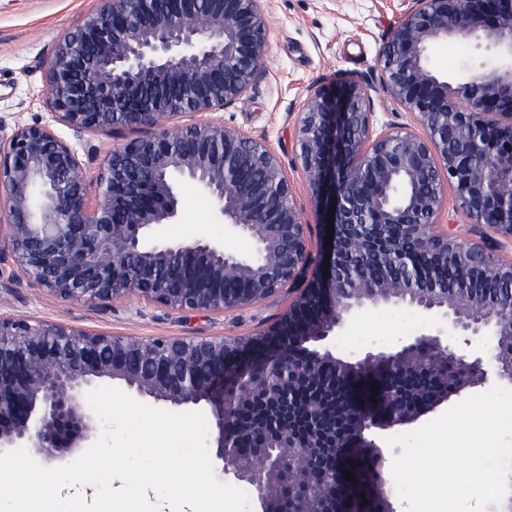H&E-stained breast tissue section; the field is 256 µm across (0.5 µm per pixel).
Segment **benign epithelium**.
I'll list each match as a JSON object with an SVG mask.
<instances>
[{
    "mask_svg": "<svg viewBox=\"0 0 512 512\" xmlns=\"http://www.w3.org/2000/svg\"><path fill=\"white\" fill-rule=\"evenodd\" d=\"M406 2L379 67L414 126L377 129L352 77L315 91L298 113L297 166L317 224L266 142L200 119L263 73L261 0H101L57 42L49 102L87 157L98 152L87 132L141 135L108 158L93 201L85 163L52 126L0 137V278L70 302L134 296L206 314L292 298L266 328L237 338L135 339L0 316V449L66 462L98 436L86 392L115 382L140 402L205 407L215 462L250 487L256 512H355L345 478L354 456L375 461L380 512H397L390 451L370 433L412 426L491 377L512 387V260L500 255L512 245V0ZM460 39L485 45L497 64L455 84L429 50ZM184 184L210 203L223 237L163 234ZM450 187L485 229L479 238L444 220ZM240 237L250 254L230 247ZM383 306L414 310L425 329L336 356L333 339ZM274 363L283 375L269 384L262 374ZM420 374L437 383L407 395L403 383ZM329 379L336 394L325 402H296L300 386ZM248 440L258 444L243 455ZM309 484L315 494L282 507L285 488Z\"/></svg>",
    "mask_w": 512,
    "mask_h": 512,
    "instance_id": "obj_1",
    "label": "benign epithelium"
}]
</instances>
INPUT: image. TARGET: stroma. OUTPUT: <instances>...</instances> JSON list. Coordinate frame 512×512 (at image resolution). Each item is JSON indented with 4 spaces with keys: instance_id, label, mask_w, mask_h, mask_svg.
Instances as JSON below:
<instances>
[{
    "instance_id": "obj_1",
    "label": "stroma",
    "mask_w": 512,
    "mask_h": 512,
    "mask_svg": "<svg viewBox=\"0 0 512 512\" xmlns=\"http://www.w3.org/2000/svg\"><path fill=\"white\" fill-rule=\"evenodd\" d=\"M99 7L98 0H0V134L33 123L52 125L64 139L71 131L56 123L46 90L45 62L59 38ZM403 0H266L268 55L264 73L233 104L214 112L225 125L266 140L280 157L298 199L309 198L295 169L296 115L316 89L344 77L366 87L376 126L408 125L412 118L384 90L378 60L400 20ZM485 49L471 43L436 45L433 64L449 78H463L464 63L485 60ZM223 234L207 201L192 187L181 193L175 223L165 233L181 239L197 231ZM288 305L284 294L221 315L180 313L149 307L129 298L108 306L69 303L26 284H0V314L73 325L116 336H225L255 333ZM422 327L419 314L371 309L337 337L336 352L356 356L372 347L391 346Z\"/></svg>"
}]
</instances>
